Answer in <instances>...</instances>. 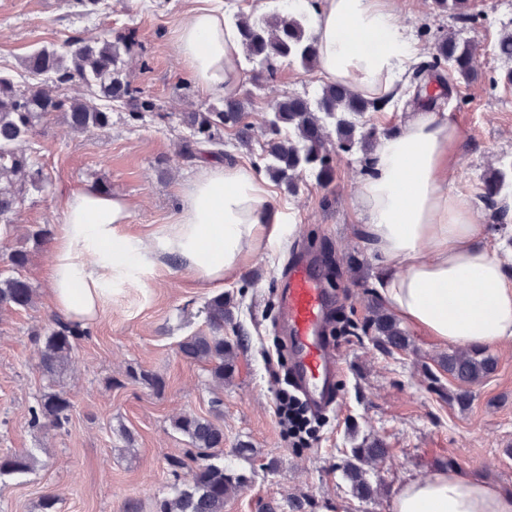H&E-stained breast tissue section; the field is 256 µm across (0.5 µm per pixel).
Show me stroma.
<instances>
[{
    "label": "stroma",
    "instance_id": "1",
    "mask_svg": "<svg viewBox=\"0 0 512 512\" xmlns=\"http://www.w3.org/2000/svg\"><path fill=\"white\" fill-rule=\"evenodd\" d=\"M192 0H102L96 14L83 16L66 0H0V73L25 85V58L34 50L61 48L72 38L103 31L132 36L136 47L123 57L132 85L152 97L161 115L128 123L112 104L107 131L71 129L64 113L48 115L20 142L38 162L45 180L30 190L9 223H0V254L24 246L30 262L24 277L35 290L32 308L0 317V456L33 452L32 471L0 479V512H40L44 494L58 498V512H157L174 476L190 480L198 462L185 436L173 427L185 414L211 416L221 399L224 464L246 479L224 503V512H385L393 489L439 468L479 470L496 485L512 488V348L485 347L496 369L471 386L467 407L448 401L456 383L437 362L446 346L409 331V346L387 352L371 337L353 331L376 300L377 253L363 235L364 220L351 201L362 175L359 152L334 158L335 179L322 186L304 173L296 193L270 180V209L290 215L298 230L281 246L255 260L241 278L228 279L234 320L224 337L234 344L233 370L223 386L207 365L183 357L179 344L207 332L205 307L216 291L183 265L159 258L137 282L112 288L90 336L80 340L57 382L43 374L33 334L56 315L46 293L52 246L35 245L32 229L58 227L61 201L92 187L128 198L133 209L124 235L145 238L174 222L183 194L199 167L180 156L191 131L182 113L222 107L223 98L196 90L186 94L188 71L175 45V31ZM482 25L466 30L479 46L478 79L457 84L435 109L447 113L462 137L453 174L456 191L477 196L493 170L512 178V86L489 83L504 64L493 46L512 29V0H473ZM252 63L236 88L249 112L263 110L287 94H315L318 72L283 63L276 79L254 84ZM305 249L333 266L334 339L345 360L338 386L341 414L320 419L306 442L284 435L275 415L284 388L286 354L274 326L275 291L295 249ZM152 373L164 382L155 392L135 380ZM439 383H432L431 375ZM73 404L67 429L35 430L29 409L49 384ZM379 440L387 457L368 468L372 498H358L341 465L351 449Z\"/></svg>",
    "mask_w": 512,
    "mask_h": 512
}]
</instances>
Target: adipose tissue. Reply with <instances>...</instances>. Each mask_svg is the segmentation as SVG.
Here are the masks:
<instances>
[{"label": "adipose tissue", "mask_w": 512, "mask_h": 512, "mask_svg": "<svg viewBox=\"0 0 512 512\" xmlns=\"http://www.w3.org/2000/svg\"><path fill=\"white\" fill-rule=\"evenodd\" d=\"M315 16L320 73L369 98L398 97L423 59L393 0H292ZM197 85L215 96L243 77L241 36L219 0H195L175 32ZM461 151L457 127L435 112L414 113L382 136L353 205L380 257L378 294L393 316L439 344L460 349L512 342V277L484 240L478 209L450 179ZM266 182L248 164L206 163L174 223L150 237L121 235L131 203L94 189L71 192L53 237L47 290L66 320L88 326L113 282L139 274L162 254L198 279L223 287L294 225L271 218ZM388 512H512V489L473 469H438L400 484Z\"/></svg>", "instance_id": "adipose-tissue-1"}]
</instances>
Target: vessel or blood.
Here are the masks:
<instances>
[{
	"label": "vessel or blood",
	"instance_id": "b4317fda",
	"mask_svg": "<svg viewBox=\"0 0 512 512\" xmlns=\"http://www.w3.org/2000/svg\"><path fill=\"white\" fill-rule=\"evenodd\" d=\"M330 293L305 264L294 265L279 290V327L288 339V382L315 414L342 407L337 378L345 366L329 338Z\"/></svg>",
	"mask_w": 512,
	"mask_h": 512
}]
</instances>
